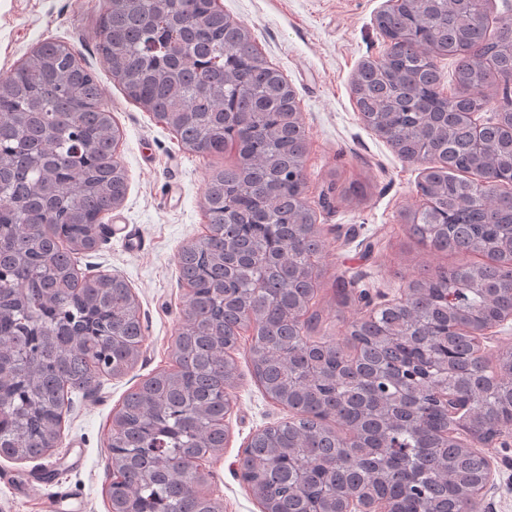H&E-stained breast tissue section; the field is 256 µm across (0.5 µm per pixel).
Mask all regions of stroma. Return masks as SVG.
I'll list each match as a JSON object with an SVG mask.
<instances>
[{
    "mask_svg": "<svg viewBox=\"0 0 512 512\" xmlns=\"http://www.w3.org/2000/svg\"><path fill=\"white\" fill-rule=\"evenodd\" d=\"M384 2L219 0L225 15L248 28L261 55L297 93L308 140L305 196L313 205L324 195L332 202L317 212L325 242L321 333L339 344L347 341L348 323L368 309L358 299L337 304V278H356L358 290L380 303L399 299L409 281L461 260L431 251L410 232L403 215L423 205V167L402 161L364 125L351 91L359 64L380 57L386 47L375 24ZM102 5L103 0H0V74L46 41L66 43L96 73L123 133L118 158L128 190L103 218L107 243L77 254L75 267L82 273L95 265L126 280L140 303L146 341L127 375L100 377L89 391L74 395L58 447L39 459L0 457V474L12 477L0 481V512H46L62 489L75 493L76 512H110L105 489L112 415L130 390L169 364L188 294L178 253L206 232L202 201L209 173L237 157L231 146L220 155L186 150L175 132L126 98L97 51ZM235 357L241 377L225 420L229 437L221 455L203 467L223 512H260L239 477L238 460L255 433L286 420L289 411L263 394L243 352ZM480 451L497 469V487L482 501V512H512V447L492 444Z\"/></svg>",
    "mask_w": 512,
    "mask_h": 512,
    "instance_id": "35a3bbf8",
    "label": "stroma"
}]
</instances>
